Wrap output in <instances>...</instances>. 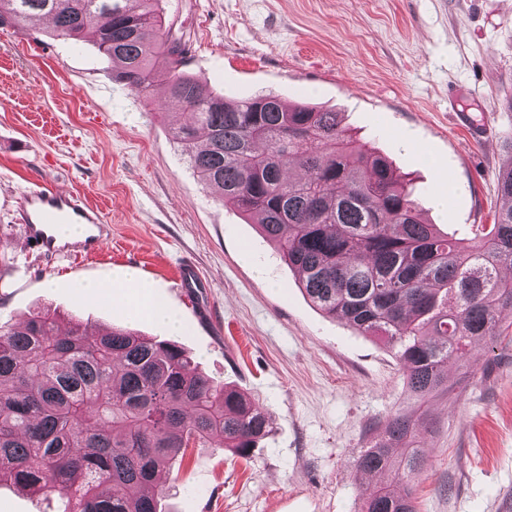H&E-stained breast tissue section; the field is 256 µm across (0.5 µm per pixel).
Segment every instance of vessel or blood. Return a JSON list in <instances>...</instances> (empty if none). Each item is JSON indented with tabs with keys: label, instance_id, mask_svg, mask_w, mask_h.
<instances>
[{
	"label": "vessel or blood",
	"instance_id": "b4317fda",
	"mask_svg": "<svg viewBox=\"0 0 512 512\" xmlns=\"http://www.w3.org/2000/svg\"><path fill=\"white\" fill-rule=\"evenodd\" d=\"M19 222L25 240L44 257L90 258L98 255L111 237L104 211L71 191L37 182L19 194ZM59 224H83V239L58 243L54 228Z\"/></svg>",
	"mask_w": 512,
	"mask_h": 512
}]
</instances>
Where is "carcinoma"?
<instances>
[{
  "label": "carcinoma",
  "instance_id": "1",
  "mask_svg": "<svg viewBox=\"0 0 512 512\" xmlns=\"http://www.w3.org/2000/svg\"><path fill=\"white\" fill-rule=\"evenodd\" d=\"M161 0H0V26L51 17L59 36L91 39L116 80L148 95L157 46L166 99L192 113L173 132L194 144L190 166L224 207L256 220L310 302L365 336H382L409 397L448 390V362L493 339L512 309V136L498 172L502 206L475 241L440 233L388 160L341 127L339 113L286 105L272 93L228 101L186 70L183 35ZM296 166L299 180L284 172ZM423 416L397 413L355 459L368 488L362 512H416ZM269 418L245 393L199 372L175 342L116 327L89 338L37 311L0 323V480L55 495L64 512H165L162 473L191 445L248 459Z\"/></svg>",
  "mask_w": 512,
  "mask_h": 512
}]
</instances>
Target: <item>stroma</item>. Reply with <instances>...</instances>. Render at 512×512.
<instances>
[{"mask_svg": "<svg viewBox=\"0 0 512 512\" xmlns=\"http://www.w3.org/2000/svg\"><path fill=\"white\" fill-rule=\"evenodd\" d=\"M183 32L187 69L230 100L272 92L341 114L359 143L410 180L426 217L459 239L492 223L496 178L512 134V0H164ZM115 81L92 44L55 36L49 19L0 26V322L48 308L89 335L113 326L177 342L216 382L271 419L250 459L182 450L165 481L166 512H361L373 483L354 460L399 411L426 414L417 512H512V309L507 332L449 363L448 392L407 399L393 349L313 306L257 224L225 209L194 175L190 122ZM489 124L488 142L465 125ZM42 180L107 212L112 236L93 259L50 260L15 221L20 192ZM448 199L447 207L435 204ZM193 257L202 284L175 279ZM166 303L184 330L131 319L125 272ZM84 280L112 283L85 298ZM210 310L196 317L194 302ZM56 496L0 485V512H62Z\"/></svg>", "mask_w": 512, "mask_h": 512, "instance_id": "obj_1", "label": "stroma"}]
</instances>
